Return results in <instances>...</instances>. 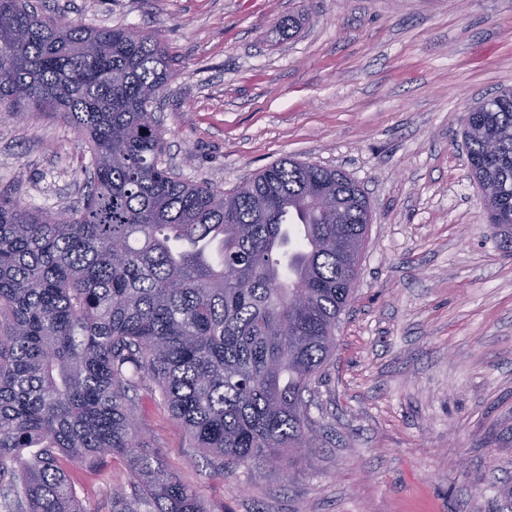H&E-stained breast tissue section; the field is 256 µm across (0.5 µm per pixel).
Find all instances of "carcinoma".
<instances>
[{"instance_id": "carcinoma-1", "label": "carcinoma", "mask_w": 512, "mask_h": 512, "mask_svg": "<svg viewBox=\"0 0 512 512\" xmlns=\"http://www.w3.org/2000/svg\"><path fill=\"white\" fill-rule=\"evenodd\" d=\"M174 77L155 33L57 23L0 0V107L54 112L90 155L58 221L0 193V497L7 512H86L70 481L107 457L112 512H207L142 447L156 396L224 469L312 447V385L336 349L372 222L345 173L282 159L223 191L174 176L153 110ZM493 235L512 249V90L464 113ZM297 214L306 250L290 259Z\"/></svg>"}]
</instances>
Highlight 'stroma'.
Returning a JSON list of instances; mask_svg holds the SVG:
<instances>
[{
  "instance_id": "35a3bbf8",
  "label": "stroma",
  "mask_w": 512,
  "mask_h": 512,
  "mask_svg": "<svg viewBox=\"0 0 512 512\" xmlns=\"http://www.w3.org/2000/svg\"><path fill=\"white\" fill-rule=\"evenodd\" d=\"M32 2L158 35L175 70L157 116L176 177L229 190L293 157L343 170L372 209L310 407L313 448L285 469L218 475L147 398L162 467L207 512H512V254L456 120L512 88V0ZM88 162L59 116L0 112V192L28 208L76 207ZM106 469L70 474L88 512H110L128 482L122 459Z\"/></svg>"
}]
</instances>
